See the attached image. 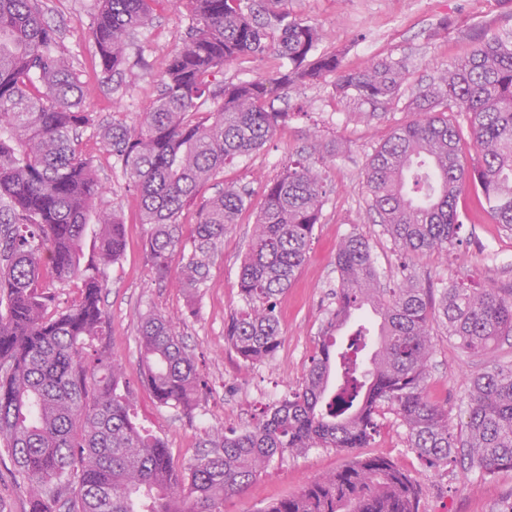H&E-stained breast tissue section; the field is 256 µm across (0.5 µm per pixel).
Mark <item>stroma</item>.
<instances>
[{
  "mask_svg": "<svg viewBox=\"0 0 512 512\" xmlns=\"http://www.w3.org/2000/svg\"><path fill=\"white\" fill-rule=\"evenodd\" d=\"M47 20L59 30L60 43L77 75L92 93L86 108L104 120L136 122L155 101L169 55L186 36L189 16L172 0L158 6L153 20L138 29L127 50L129 75L104 79L89 34L95 0H43ZM288 7L318 27L322 52H339L349 67L370 58H408L409 84H424L448 69L469 49L481 29L512 30V0H288ZM330 85L310 86L292 94L296 113L282 133L249 157L225 166L202 186L197 201L181 217L180 244L170 259L171 276L157 280L145 244L151 225L142 223L139 198L123 171L93 129L82 134V148L102 183L99 208L118 211L126 227L122 257L106 268L104 308L110 319L109 350L124 369L133 391L141 426L161 437L177 466L194 461L207 434L255 425L263 411L301 384L318 336L332 307L336 288V248L353 232L367 237L384 282L400 283L405 272L443 287L453 282L470 288H512V232L495 224L472 191L463 192L457 208L463 217L456 247L445 255H402L382 225L373 221L364 173L374 148L396 126L409 121L403 108L378 109L374 119H355L350 100H333ZM325 169L322 216L316 224L307 259L292 286L280 297L282 342L269 360L244 364L226 343L224 330L243 306L238 279L254 231L259 189L297 156ZM248 186L251 203L231 225L209 268L205 288L189 298L178 275L190 254L202 201L227 186ZM150 313L171 320L201 374L195 409L188 414L160 406L140 383L138 328ZM433 354L427 393L448 412V422L466 421L472 373L512 366V339L481 358L471 359L449 343L440 323L431 329ZM374 439L355 453L312 448L275 458L245 493L227 498L224 512H262L270 502L297 493L310 481L342 469L352 457L391 459L417 480L420 512H500L512 497V471L483 479L457 463L433 468L409 448L406 431L391 410L378 418Z\"/></svg>",
  "mask_w": 512,
  "mask_h": 512,
  "instance_id": "obj_1",
  "label": "stroma"
}]
</instances>
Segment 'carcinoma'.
<instances>
[{
    "mask_svg": "<svg viewBox=\"0 0 512 512\" xmlns=\"http://www.w3.org/2000/svg\"><path fill=\"white\" fill-rule=\"evenodd\" d=\"M160 0H97L90 36L101 71L127 63L135 31ZM288 0H175L189 27L171 53L159 97L134 125L95 121L86 90L44 16L42 0H0V446L30 512H224L271 460L309 448L351 451L377 433L384 406L399 418L408 446L431 466L458 456L478 476L512 471V369L470 378L467 420L455 432L448 412L426 394L430 323L470 357L512 335L511 288L434 290L413 275L387 287L370 242L351 233L336 252L334 309L303 383L256 425L209 436L188 467H175L159 437L140 429L132 392L107 345L105 269L82 265L90 227L102 264L120 259L125 224L97 211L102 185L79 149L91 128L140 199L155 275L168 276L177 224L199 188L248 157L288 124L275 102L330 82L334 99L399 105L415 118L375 148L366 171L369 210L403 254H445L458 239L457 198L481 194L495 223L512 231V30L479 31L469 53L426 85L406 86L404 59L371 58L349 70L336 52H317L320 31L288 11ZM274 56L275 75L224 80V66ZM212 108H205L206 104ZM477 159L467 162L466 150ZM321 172L304 158L262 188L256 233L238 287L243 309L225 336L245 362L281 344L276 300L305 262L323 207ZM251 194L224 188L202 204L194 245L182 266L189 297L207 282L224 233ZM77 278L79 297L58 309L43 289ZM380 318L370 363L358 359L363 324L335 349L332 331L365 309ZM142 383L163 407L190 412L200 377L173 324L149 315L139 328ZM416 480L391 460L359 458L262 512H419Z\"/></svg>",
    "mask_w": 512,
    "mask_h": 512,
    "instance_id": "carcinoma-1",
    "label": "carcinoma"
}]
</instances>
